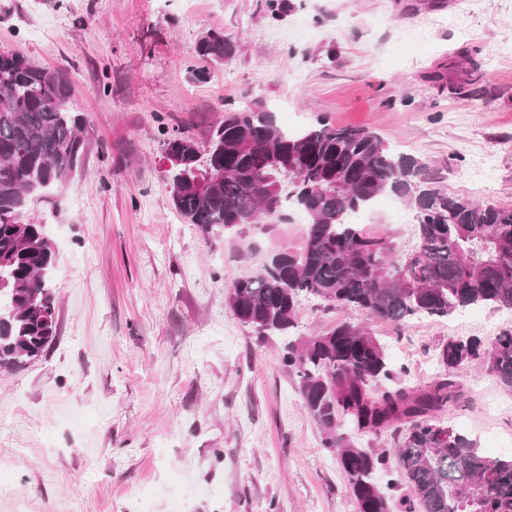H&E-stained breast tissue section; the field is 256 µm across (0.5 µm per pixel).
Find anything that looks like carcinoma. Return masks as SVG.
Instances as JSON below:
<instances>
[{"label": "carcinoma", "instance_id": "1", "mask_svg": "<svg viewBox=\"0 0 512 512\" xmlns=\"http://www.w3.org/2000/svg\"><path fill=\"white\" fill-rule=\"evenodd\" d=\"M279 22L293 0H266ZM232 35L206 31L195 45L193 81L210 64L233 60ZM67 73L35 65L22 51L0 50V372L41 357L55 338L56 253L46 225L24 219L29 202L51 199L85 166L90 131L68 103ZM208 149L169 134L162 153L171 203L204 240L246 227L307 217L302 243L272 253L253 275L235 281L227 303L260 339L288 336L282 363L298 379L304 408L324 433L322 446L346 473L358 512H512V457H489L475 440L439 420L465 402L458 371L476 367L512 392V330L482 340L448 338L443 371L408 383L384 344L342 322L309 338H291L300 302L357 310L401 323L448 318L466 308L512 310V207L451 194L423 157L391 148L377 133L320 118L290 132L261 103L224 105ZM414 212L415 244L399 249L385 230L354 221L377 198ZM347 420L359 434L390 437L386 449L359 448L337 432ZM397 465L381 485L375 474Z\"/></svg>", "mask_w": 512, "mask_h": 512}]
</instances>
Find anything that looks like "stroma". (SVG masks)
<instances>
[{
	"label": "stroma",
	"mask_w": 512,
	"mask_h": 512,
	"mask_svg": "<svg viewBox=\"0 0 512 512\" xmlns=\"http://www.w3.org/2000/svg\"><path fill=\"white\" fill-rule=\"evenodd\" d=\"M0 0V49L66 69L91 132L59 207L30 203L56 251L57 335L0 372V512H357L304 410L281 339L259 341L226 302L267 255L300 244L297 212L269 230L206 242L173 208L165 133L204 141L224 104L279 124L362 126L427 157L456 195L512 206V0ZM208 29L240 38L194 82ZM379 198L372 232L414 244L412 212ZM367 324L394 366L435 376L448 337L512 329L473 308L398 325L302 301L297 335ZM444 419L487 456H512V393L468 369Z\"/></svg>",
	"instance_id": "1"
}]
</instances>
